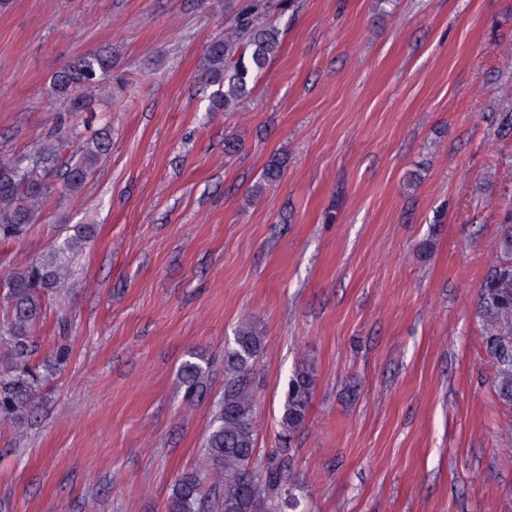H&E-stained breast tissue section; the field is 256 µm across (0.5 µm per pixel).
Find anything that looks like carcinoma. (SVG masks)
Masks as SVG:
<instances>
[{"label":"carcinoma","instance_id":"1","mask_svg":"<svg viewBox=\"0 0 512 512\" xmlns=\"http://www.w3.org/2000/svg\"><path fill=\"white\" fill-rule=\"evenodd\" d=\"M253 9L242 11L233 37H215L206 48V81L215 87L211 109H235L248 86L279 51V31L254 23ZM112 71V56L86 53L55 75L52 95L69 112L96 114L93 92ZM110 146L105 130L77 145L60 160L58 143L46 141L36 152L0 160V244L19 240L36 220L53 193L74 196L84 187L99 159ZM85 225L52 245L38 261L17 268L0 281L6 289L7 318L0 325L6 340V365L0 368V420L22 423L32 418L35 398L47 382L32 364V331L42 316V298L63 287L69 264L90 238ZM484 337L498 363V378L512 395V233L505 236L502 255L483 284ZM263 343L260 332L248 324L239 327L234 345L224 351V397L217 403L204 443L202 465L182 471L175 479L166 512H286L297 504V485L281 469H258L255 397L244 379ZM208 368L186 360L180 381L186 393L204 391ZM315 387L306 366L296 369L288 382L281 425L288 431L305 423Z\"/></svg>","mask_w":512,"mask_h":512}]
</instances>
